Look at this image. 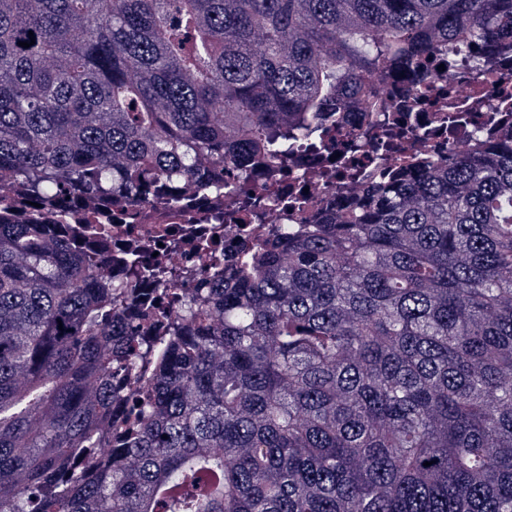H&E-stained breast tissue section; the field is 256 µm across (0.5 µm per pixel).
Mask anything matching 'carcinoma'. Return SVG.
Masks as SVG:
<instances>
[{
	"instance_id": "obj_1",
	"label": "carcinoma",
	"mask_w": 512,
	"mask_h": 512,
	"mask_svg": "<svg viewBox=\"0 0 512 512\" xmlns=\"http://www.w3.org/2000/svg\"><path fill=\"white\" fill-rule=\"evenodd\" d=\"M511 34L512 0H0V512H512V138L356 181L159 335L123 302L165 268L63 229Z\"/></svg>"
}]
</instances>
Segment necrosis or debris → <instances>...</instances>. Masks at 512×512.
<instances>
[{
    "instance_id": "necrosis-or-debris-1",
    "label": "necrosis or debris",
    "mask_w": 512,
    "mask_h": 512,
    "mask_svg": "<svg viewBox=\"0 0 512 512\" xmlns=\"http://www.w3.org/2000/svg\"><path fill=\"white\" fill-rule=\"evenodd\" d=\"M477 60L448 52L419 56L412 67L395 73L384 89L388 121L344 105L319 149L298 148L269 166L257 163L245 192L261 198L266 218L238 226V197L201 185L182 190L171 208L146 198L112 210V278L126 277L127 251L144 249L160 266H176L168 288L155 292L160 314L175 316V289L205 287L209 260L196 251V234L213 236L212 254L220 263L233 259L241 242L260 246L279 225L313 224L352 179L377 175L392 166L416 167L443 159L449 148H475L512 130V39L477 48ZM488 63V76L477 75L475 61ZM212 257V258H213Z\"/></svg>"
}]
</instances>
